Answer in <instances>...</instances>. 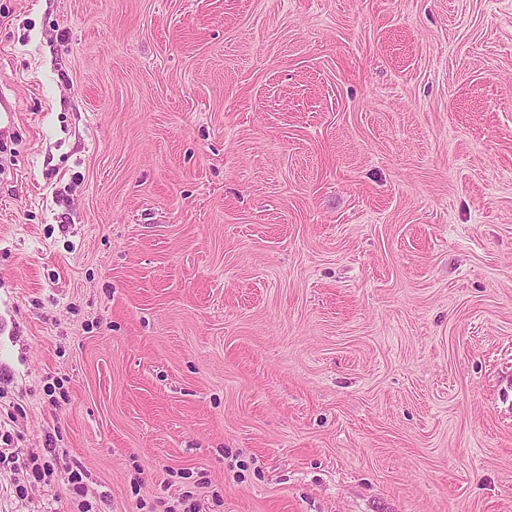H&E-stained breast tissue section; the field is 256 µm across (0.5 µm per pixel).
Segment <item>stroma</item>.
Returning <instances> with one entry per match:
<instances>
[{"instance_id":"35a3bbf8","label":"stroma","mask_w":512,"mask_h":512,"mask_svg":"<svg viewBox=\"0 0 512 512\" xmlns=\"http://www.w3.org/2000/svg\"><path fill=\"white\" fill-rule=\"evenodd\" d=\"M0 92L20 458L99 512H512V0H0ZM15 106L0 93V140L6 142L11 139L15 127ZM49 455L36 456L31 454L27 462L23 461V467L26 470L28 483L50 482L54 479L55 465L58 457L56 448H45ZM65 471L67 476L64 477V480L69 485L73 495V505L77 507L79 512H92L94 507L93 503L87 498V486L83 480L84 470L79 465H76L75 468L73 466L66 467Z\"/></svg>"}]
</instances>
